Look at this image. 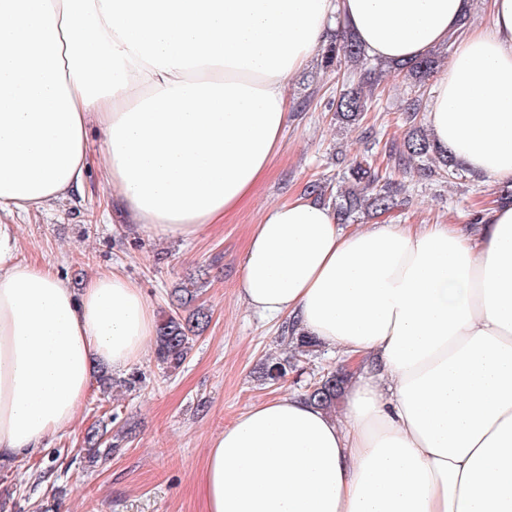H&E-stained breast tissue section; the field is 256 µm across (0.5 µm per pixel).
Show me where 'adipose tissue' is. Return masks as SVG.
Wrapping results in <instances>:
<instances>
[{"mask_svg":"<svg viewBox=\"0 0 512 512\" xmlns=\"http://www.w3.org/2000/svg\"><path fill=\"white\" fill-rule=\"evenodd\" d=\"M0 0V455H33L75 421L94 365L123 371L155 334L140 287L81 289L21 262L19 217L99 167L134 224L191 239L265 180L288 82L339 21L374 59L454 43L431 87V137L512 183V0ZM103 130L92 148L89 127ZM484 226L344 227L297 196L267 205L239 295L340 351L337 415L288 394L207 450L206 512H512V203Z\"/></svg>","mask_w":512,"mask_h":512,"instance_id":"obj_1","label":"adipose tissue"}]
</instances>
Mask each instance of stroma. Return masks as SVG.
<instances>
[{
	"label": "stroma",
	"instance_id": "1",
	"mask_svg": "<svg viewBox=\"0 0 512 512\" xmlns=\"http://www.w3.org/2000/svg\"><path fill=\"white\" fill-rule=\"evenodd\" d=\"M351 76L346 66L292 77L287 126L266 180L223 223L196 238L159 239L135 229L95 167L82 193L20 222L19 259L52 266L77 289L94 274L119 271L142 289L158 316L169 306L171 289L203 270L199 300L211 320L178 370L160 369L153 353H146L130 370L113 372L111 389L90 383L73 425L44 448L0 464V512H205L199 484L206 451L225 425L270 398L305 393L321 375L341 368L336 349L322 345L302 356L284 381L266 383L260 368L265 359L282 356L284 323L246 307L237 283L249 233L265 205L303 193L312 180L340 187L339 174L350 160L384 156L401 142L411 93L391 73L362 126L336 124L330 103ZM404 184L406 204L382 216V223L465 224L500 189L469 173L458 179L409 177ZM132 374L140 384L121 388ZM98 421L118 446L91 465L83 439Z\"/></svg>",
	"mask_w": 512,
	"mask_h": 512
}]
</instances>
